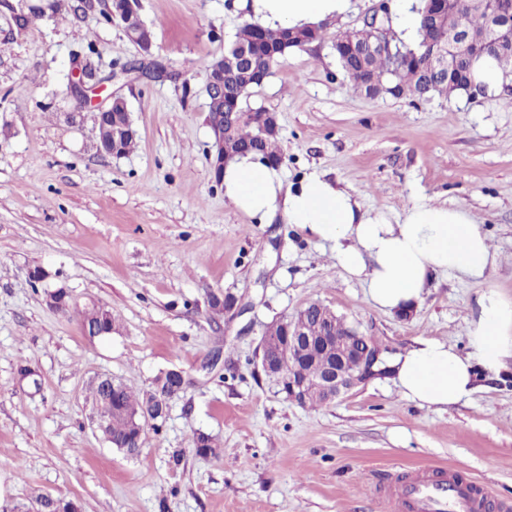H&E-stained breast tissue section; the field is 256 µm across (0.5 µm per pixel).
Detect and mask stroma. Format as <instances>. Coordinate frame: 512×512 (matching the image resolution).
Here are the masks:
<instances>
[{
	"instance_id": "35a3bbf8",
	"label": "stroma",
	"mask_w": 512,
	"mask_h": 512,
	"mask_svg": "<svg viewBox=\"0 0 512 512\" xmlns=\"http://www.w3.org/2000/svg\"><path fill=\"white\" fill-rule=\"evenodd\" d=\"M17 4L0 0V512L42 493L80 512H381L375 486L435 467L512 512V366L445 411L389 377L312 409L286 401L255 356L269 323L313 301L397 353L420 338L467 352L477 293L512 298V99L356 90L330 36L362 27L378 0H351L327 40L290 51L246 101L277 117L286 182L315 173L371 207L429 201L477 216L498 253L485 281L437 278L403 319L372 306L329 246L279 213L256 223L216 187L204 67L247 18L237 0H142L150 59L167 71L155 82L121 74L139 51L107 0H59L25 24ZM77 60L100 88L87 102L70 90ZM112 93L137 132L121 157L95 147ZM36 267L45 282L30 281ZM59 287L73 311L47 303ZM227 293L243 313H213ZM92 300L117 319L112 336L84 335L76 309ZM171 368L186 386L139 455L111 448L91 425L96 378L144 393ZM199 432L220 455H196Z\"/></svg>"
}]
</instances>
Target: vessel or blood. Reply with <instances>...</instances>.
I'll return each mask as SVG.
<instances>
[{"instance_id":"obj_1","label":"vessel or blood","mask_w":512,"mask_h":512,"mask_svg":"<svg viewBox=\"0 0 512 512\" xmlns=\"http://www.w3.org/2000/svg\"><path fill=\"white\" fill-rule=\"evenodd\" d=\"M387 512H484L485 497L455 473L422 472L381 492Z\"/></svg>"}]
</instances>
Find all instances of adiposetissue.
<instances>
[{"label": "adipose tissue", "instance_id": "obj_1", "mask_svg": "<svg viewBox=\"0 0 512 512\" xmlns=\"http://www.w3.org/2000/svg\"><path fill=\"white\" fill-rule=\"evenodd\" d=\"M262 26L306 27L345 14L350 0H242ZM225 198L259 223L283 213L309 238L330 244L346 272L380 309L416 304L438 276L482 280L497 254L467 208L415 202L400 216L365 208L349 191L311 174L285 186L280 171L251 155L224 168ZM471 350L417 340L391 362L400 393L419 406L448 409L512 364V299L484 288L470 320Z\"/></svg>", "mask_w": 512, "mask_h": 512}]
</instances>
